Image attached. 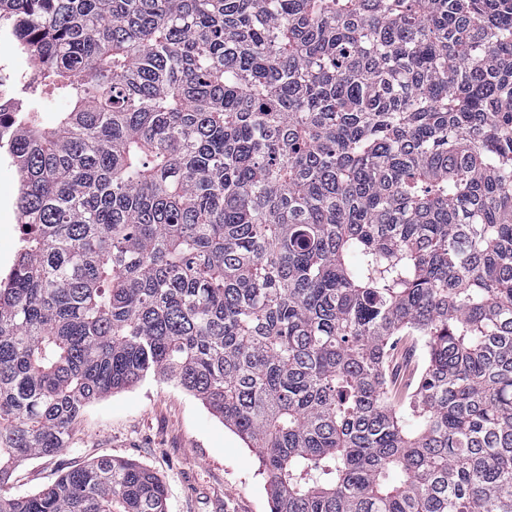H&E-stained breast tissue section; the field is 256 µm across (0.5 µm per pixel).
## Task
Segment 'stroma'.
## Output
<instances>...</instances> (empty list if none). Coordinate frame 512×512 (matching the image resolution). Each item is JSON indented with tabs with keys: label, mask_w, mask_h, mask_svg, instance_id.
<instances>
[{
	"label": "stroma",
	"mask_w": 512,
	"mask_h": 512,
	"mask_svg": "<svg viewBox=\"0 0 512 512\" xmlns=\"http://www.w3.org/2000/svg\"><path fill=\"white\" fill-rule=\"evenodd\" d=\"M14 166L0 151V277L20 246ZM109 456L156 472L167 489V512H270L267 478L255 449L180 386L146 377L88 404L75 425L70 448L55 457L17 467L9 483L15 495L42 490L60 470Z\"/></svg>",
	"instance_id": "stroma-1"
}]
</instances>
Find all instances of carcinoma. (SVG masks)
<instances>
[{
  "instance_id": "carcinoma-1",
  "label": "carcinoma",
  "mask_w": 512,
  "mask_h": 512,
  "mask_svg": "<svg viewBox=\"0 0 512 512\" xmlns=\"http://www.w3.org/2000/svg\"><path fill=\"white\" fill-rule=\"evenodd\" d=\"M66 103L0 119V512H166L92 401L149 375L258 450L272 512H512V0H0ZM425 360L393 395L394 337ZM19 181L14 166L0 151V277L8 273L20 246V224H17L16 198Z\"/></svg>"
}]
</instances>
